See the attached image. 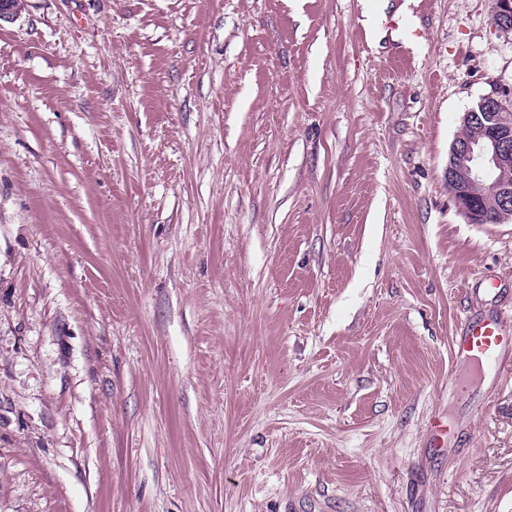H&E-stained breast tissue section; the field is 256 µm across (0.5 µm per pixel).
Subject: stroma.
<instances>
[{
	"label": "stroma",
	"instance_id": "1",
	"mask_svg": "<svg viewBox=\"0 0 512 512\" xmlns=\"http://www.w3.org/2000/svg\"><path fill=\"white\" fill-rule=\"evenodd\" d=\"M492 7L23 0L0 512H512V376L448 385L461 321L512 314V222L448 190L463 113L512 103Z\"/></svg>",
	"mask_w": 512,
	"mask_h": 512
}]
</instances>
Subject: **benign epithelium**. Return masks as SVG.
Masks as SVG:
<instances>
[{
    "label": "benign epithelium",
    "instance_id": "1",
    "mask_svg": "<svg viewBox=\"0 0 512 512\" xmlns=\"http://www.w3.org/2000/svg\"><path fill=\"white\" fill-rule=\"evenodd\" d=\"M494 25L512 32V0H494ZM469 136L454 140L448 153V182L456 187L454 200L474 224L486 223L487 214L502 224L512 221V107L485 96L463 113ZM489 185L487 198L476 199L475 187Z\"/></svg>",
    "mask_w": 512,
    "mask_h": 512
}]
</instances>
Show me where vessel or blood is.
<instances>
[{
    "label": "vessel or blood",
    "instance_id": "obj_1",
    "mask_svg": "<svg viewBox=\"0 0 512 512\" xmlns=\"http://www.w3.org/2000/svg\"><path fill=\"white\" fill-rule=\"evenodd\" d=\"M452 355L467 363L471 373L501 378L512 360V319L502 315L466 319L452 338Z\"/></svg>",
    "mask_w": 512,
    "mask_h": 512
}]
</instances>
